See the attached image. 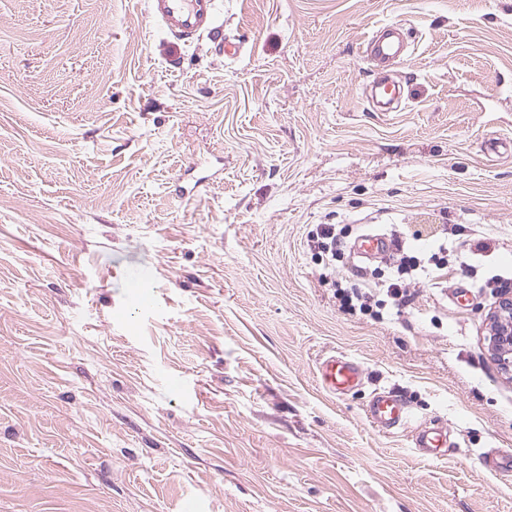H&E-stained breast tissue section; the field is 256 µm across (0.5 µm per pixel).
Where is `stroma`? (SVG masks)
<instances>
[{
    "label": "stroma",
    "instance_id": "35a3bbf8",
    "mask_svg": "<svg viewBox=\"0 0 512 512\" xmlns=\"http://www.w3.org/2000/svg\"><path fill=\"white\" fill-rule=\"evenodd\" d=\"M401 22L400 111L364 53ZM233 60L146 0H0V512H512V0H224ZM224 174L192 203L188 168ZM425 260L339 308L309 232ZM447 243L438 282L430 257ZM359 360L333 396L321 356ZM397 390L413 423L364 410ZM448 431L420 455L416 424ZM390 247L391 243L386 236L365 233L357 239L355 252L361 257L373 259L385 254ZM406 257L402 256L400 258V264L397 268L398 280L397 282L389 283L386 287V295L393 300V303L397 306L405 305L409 301V295L406 291V284L401 279V275L408 274V271L417 270V267L420 265L419 260L410 256L409 259H412V262L409 264L405 260ZM488 350L500 369L512 373V295L504 294L488 313ZM408 401L397 392L377 393L365 408V417L378 432L393 434L410 419Z\"/></svg>",
    "mask_w": 512,
    "mask_h": 512
}]
</instances>
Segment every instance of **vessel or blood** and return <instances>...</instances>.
I'll list each match as a JSON object with an SVG mask.
<instances>
[{"mask_svg":"<svg viewBox=\"0 0 512 512\" xmlns=\"http://www.w3.org/2000/svg\"><path fill=\"white\" fill-rule=\"evenodd\" d=\"M219 0H147L150 17L170 36L190 42L207 37L215 54L230 59L241 52L239 44L224 36V24L218 18ZM396 24L386 25L384 37L368 38L367 52L372 61L381 63L395 59L400 47L390 40ZM391 247L381 234L366 233L355 244L357 255L373 259L385 254ZM318 376L322 387L331 394L342 395L363 383L364 369L354 358L333 353L318 362ZM365 417L378 432L392 434L405 427L410 419L408 401L399 393H378L365 408ZM416 448L427 454H441L448 445V433L429 424L420 425L415 436Z\"/></svg>","mask_w":512,"mask_h":512,"instance_id":"b4317fda","label":"vessel or blood"}]
</instances>
